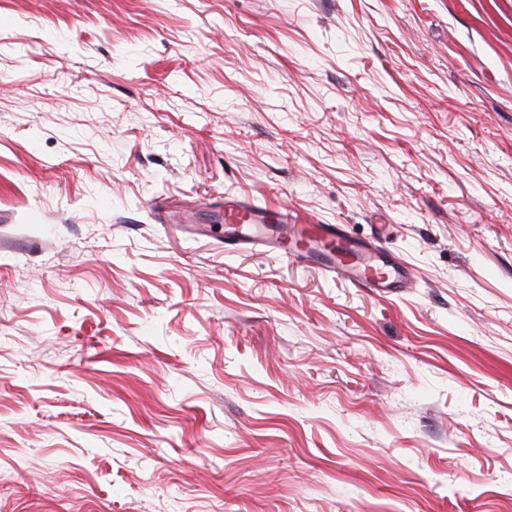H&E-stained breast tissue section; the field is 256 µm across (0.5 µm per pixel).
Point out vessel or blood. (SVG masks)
<instances>
[{
  "label": "vessel or blood",
  "mask_w": 512,
  "mask_h": 512,
  "mask_svg": "<svg viewBox=\"0 0 512 512\" xmlns=\"http://www.w3.org/2000/svg\"><path fill=\"white\" fill-rule=\"evenodd\" d=\"M224 245L316 263L338 278L367 288H406L410 271L382 247L361 246L337 224H318L277 204L255 205L241 197L224 200Z\"/></svg>",
  "instance_id": "obj_1"
}]
</instances>
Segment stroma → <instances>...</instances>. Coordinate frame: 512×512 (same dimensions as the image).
I'll list each match as a JSON object with an SVG mask.
<instances>
[{
  "instance_id": "35a3bbf8",
  "label": "stroma",
  "mask_w": 512,
  "mask_h": 512,
  "mask_svg": "<svg viewBox=\"0 0 512 512\" xmlns=\"http://www.w3.org/2000/svg\"><path fill=\"white\" fill-rule=\"evenodd\" d=\"M0 512H512V0H0ZM224 246L316 263L367 288L392 290L412 283L410 271L382 247L358 245L339 224H318L278 204L257 206L245 198L225 197Z\"/></svg>"
}]
</instances>
